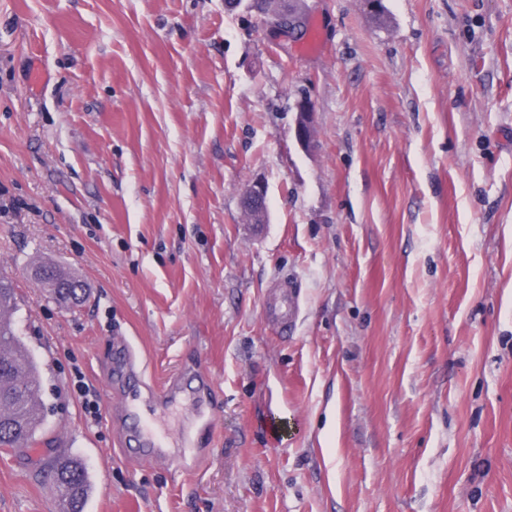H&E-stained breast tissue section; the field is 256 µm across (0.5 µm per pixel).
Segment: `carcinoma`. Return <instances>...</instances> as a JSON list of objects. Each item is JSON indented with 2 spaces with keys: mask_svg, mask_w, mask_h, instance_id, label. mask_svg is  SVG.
Returning a JSON list of instances; mask_svg holds the SVG:
<instances>
[{
  "mask_svg": "<svg viewBox=\"0 0 512 512\" xmlns=\"http://www.w3.org/2000/svg\"><path fill=\"white\" fill-rule=\"evenodd\" d=\"M45 284L53 298L79 305L85 288L76 279L51 265H41ZM14 288L0 276V447L32 448L45 423L41 380L29 379L27 370H41V363L20 337L13 313ZM58 491V512H84L92 491V478L86 463L73 455H61L52 465Z\"/></svg>",
  "mask_w": 512,
  "mask_h": 512,
  "instance_id": "1",
  "label": "carcinoma"
}]
</instances>
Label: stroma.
Masks as SVG:
<instances>
[{
	"label": "stroma",
	"mask_w": 512,
	"mask_h": 512,
	"mask_svg": "<svg viewBox=\"0 0 512 512\" xmlns=\"http://www.w3.org/2000/svg\"><path fill=\"white\" fill-rule=\"evenodd\" d=\"M384 4L297 0L287 40L225 0H0V273L45 403L0 512H55L71 453L86 512H512V0ZM123 341L155 388L213 380L212 434L168 417L197 466L126 451ZM295 117V136L298 144L306 150L314 148L312 139L314 112L311 102L303 97L297 102ZM267 192L268 188L265 183L253 182L243 193L246 205L257 215L256 219H253L252 224H265L267 221ZM44 274V283L48 285L53 298L63 303L79 305L85 298V288L76 279L61 273L55 266L40 265ZM37 278L43 277L42 272L35 273ZM292 288L291 282L279 284L267 304L268 313L281 324H291L298 314L299 302ZM75 378L74 387L76 388L79 397L82 398V405L86 419L96 423L100 418V405L97 400V396L84 384L83 377L80 372H77ZM58 491V512H84L92 491V478L86 463L73 455L58 456L52 465Z\"/></svg>",
	"instance_id": "obj_1"
}]
</instances>
